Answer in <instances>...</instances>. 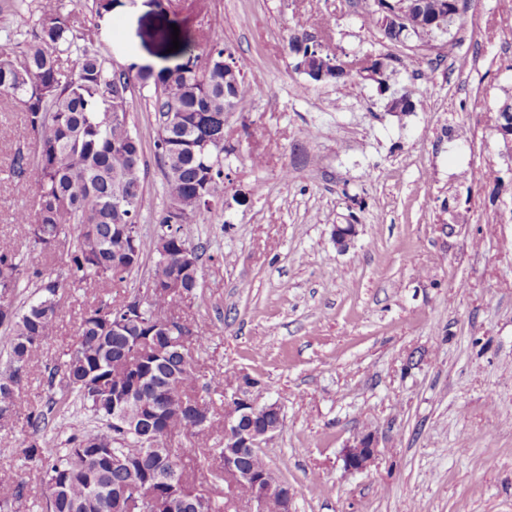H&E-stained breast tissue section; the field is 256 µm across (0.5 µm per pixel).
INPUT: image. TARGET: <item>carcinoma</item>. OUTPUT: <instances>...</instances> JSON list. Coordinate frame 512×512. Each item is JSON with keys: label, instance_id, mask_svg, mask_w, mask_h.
Instances as JSON below:
<instances>
[{"label": "carcinoma", "instance_id": "obj_1", "mask_svg": "<svg viewBox=\"0 0 512 512\" xmlns=\"http://www.w3.org/2000/svg\"><path fill=\"white\" fill-rule=\"evenodd\" d=\"M379 0L368 11L373 25L386 39L436 37L454 24L465 23L464 0ZM6 42L24 45L23 64L0 57V89L22 101L27 124L38 138L36 163L17 152L11 163L17 176L33 173L38 212L15 217L20 233L32 250L50 253L63 243L70 230L77 236L67 247L66 267L73 286L104 285L130 274L141 264L146 250L156 255L150 274L152 284L166 279L181 281L185 296L199 286V266L181 261V246L188 243L184 225L210 212L224 183V112L246 109L248 88L242 65L226 53L224 39L208 36L211 65L196 75L185 67L139 69L133 75L115 68L85 32L75 28L68 15L53 7L42 9L37 23L24 32L4 31ZM294 66L308 63L306 76L313 82L348 79L374 80L387 74L389 55L366 53L336 64L337 54L322 40L303 30L288 41ZM74 54L75 70L67 69L62 55ZM152 89L158 137L156 156L163 174L168 205L157 219L160 231L142 236L139 217L144 194L143 151L140 138L129 124L130 101L135 89ZM417 90L406 87L392 110L407 112ZM208 150L201 151V144ZM23 260L12 245L0 243V326L8 328L3 349L6 367L0 372V420L17 413L15 389L27 367L40 353L57 318L62 282L46 278L41 270L28 273L40 281L37 296L14 306L23 282ZM181 298L154 293L141 312L101 304L87 309L78 325V340L63 363L59 397H51L43 410L30 413L32 440L24 449V466L42 474L50 495L45 512H124L127 502L114 494L117 488L148 475L161 497V512H193L177 508L196 492L191 489L179 456L171 448L154 451L144 446L139 432L112 423L117 387L142 382L129 406L153 413L143 429L162 442L177 433L206 434L211 423L200 425L203 415L191 406L196 389L206 393L224 390L215 378L203 380L187 368L174 347L187 325L175 334L167 328L171 309ZM92 413L106 425L71 432L67 447L56 452L43 448L37 434L56 415L75 407ZM125 457L131 468H112V453ZM246 470L260 471L269 463L259 452L237 457ZM8 482L10 495L0 498V512H14L25 494L26 481L18 472Z\"/></svg>", "mask_w": 512, "mask_h": 512}]
</instances>
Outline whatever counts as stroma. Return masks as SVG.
Returning <instances> with one entry per match:
<instances>
[{
    "label": "stroma",
    "instance_id": "1",
    "mask_svg": "<svg viewBox=\"0 0 512 512\" xmlns=\"http://www.w3.org/2000/svg\"><path fill=\"white\" fill-rule=\"evenodd\" d=\"M61 2L117 68L175 67L204 53L215 30L244 65L251 97L247 111L224 115L234 150L219 200L185 227L202 252L200 286L172 313L205 338L189 347L202 375L248 373L280 403L284 424L261 452L293 488L292 512H512V150L493 129L512 97V0H471L463 26L400 43L370 23L365 0H172L165 13L117 0L121 11L103 15L94 0ZM299 24L342 58L391 54L418 75L313 82L288 52ZM174 25L175 52L160 37ZM410 83L413 112H388ZM130 124L150 238L166 199L148 92L134 95ZM19 151L35 152L23 105L0 96V240L57 275L63 256L32 251L12 222L37 209L30 178L11 171ZM337 224L359 230L343 252ZM154 262L144 255L104 287L60 290L55 330L16 390L20 411L0 424V471L21 469L26 413L53 396L47 371L66 360L84 310L143 290ZM209 408V438L168 444L220 502L227 486L208 470L221 464L223 398ZM367 430L379 454L346 472L341 450Z\"/></svg>",
    "mask_w": 512,
    "mask_h": 512
}]
</instances>
